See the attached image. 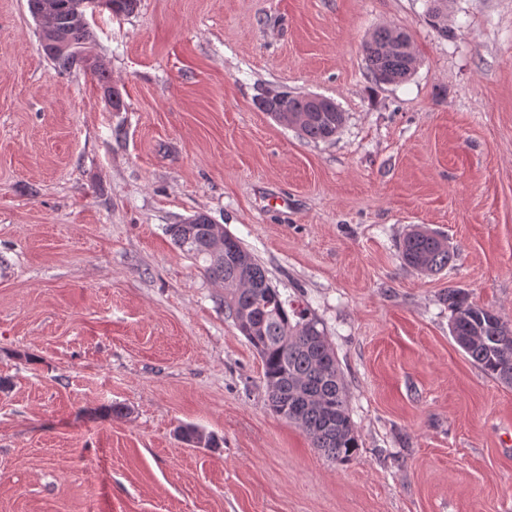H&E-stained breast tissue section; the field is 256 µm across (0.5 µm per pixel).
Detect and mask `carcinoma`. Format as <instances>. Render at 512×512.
I'll return each instance as SVG.
<instances>
[{
    "instance_id": "1",
    "label": "carcinoma",
    "mask_w": 512,
    "mask_h": 512,
    "mask_svg": "<svg viewBox=\"0 0 512 512\" xmlns=\"http://www.w3.org/2000/svg\"><path fill=\"white\" fill-rule=\"evenodd\" d=\"M71 2L57 0L51 26L40 29L43 48L65 40L84 50L94 41L86 16L75 17ZM95 2L114 15H128L137 9L139 0ZM445 2L427 0L426 19L446 37L448 25L442 20ZM363 53L369 73L380 83H401L416 69L410 37L398 29H376L364 42ZM51 60L61 72L74 68L88 71L110 95L112 110L125 108L98 58L87 53H65ZM255 104L262 112L275 108L288 113L300 134L314 142L334 138L345 122L341 109L319 112L316 101L308 95L281 91L272 99L262 89ZM167 233L177 249L200 264L205 276L224 286V312L261 359L271 411L298 426L312 446L327 457L339 462L349 460L359 447L358 436L345 381L320 320L304 310H288L264 268L209 215L196 213L180 224L169 225ZM454 256L446 238L418 226L400 245L404 265L430 274L448 267ZM444 301L451 311L449 332L457 346L486 375L511 387L512 326L493 310L472 301L464 291L450 289ZM178 438L191 447L217 445L213 435L194 425L180 426Z\"/></svg>"
}]
</instances>
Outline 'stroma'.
Listing matches in <instances>:
<instances>
[{"label":"stroma","instance_id":"35a3bbf8","mask_svg":"<svg viewBox=\"0 0 512 512\" xmlns=\"http://www.w3.org/2000/svg\"><path fill=\"white\" fill-rule=\"evenodd\" d=\"M141 0L60 73L0 0V512H512V387L449 333L448 290L512 325V0ZM417 65L376 83L375 28ZM333 99L310 142L259 89ZM197 212L323 323L351 461L268 406L224 288L166 228ZM451 266L403 265L412 226ZM127 406L123 417L112 405ZM216 447L178 441L179 425ZM389 44L394 45L393 50L387 49ZM363 53L369 73L379 83H401L416 69L417 57L410 37L398 29H376L364 42Z\"/></svg>","mask_w":512,"mask_h":512}]
</instances>
